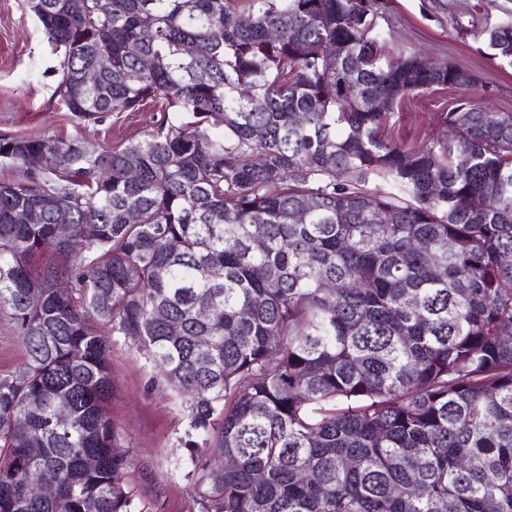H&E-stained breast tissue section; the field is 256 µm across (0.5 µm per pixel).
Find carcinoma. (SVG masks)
<instances>
[{
	"mask_svg": "<svg viewBox=\"0 0 512 512\" xmlns=\"http://www.w3.org/2000/svg\"><path fill=\"white\" fill-rule=\"evenodd\" d=\"M26 4L67 111L176 118L93 153L0 135V512H143L109 336L183 398L199 512H512V112L472 93L453 136L389 138L474 78L387 54L372 0ZM488 46L512 66L511 25ZM463 94L464 90L439 86L407 96L395 109L390 135L405 144L425 142L443 129L440 114L448 112ZM22 361L21 350L10 325L0 317V377L8 375Z\"/></svg>",
	"mask_w": 512,
	"mask_h": 512,
	"instance_id": "1",
	"label": "carcinoma"
}]
</instances>
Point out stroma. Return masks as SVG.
<instances>
[{"instance_id":"obj_1","label":"stroma","mask_w":512,"mask_h":512,"mask_svg":"<svg viewBox=\"0 0 512 512\" xmlns=\"http://www.w3.org/2000/svg\"><path fill=\"white\" fill-rule=\"evenodd\" d=\"M376 25L390 54H421L472 72L476 92L496 112H512V67L494 59L486 32L512 24V0H375ZM57 58L25 0H0V134L78 137L117 147L144 138L164 115L157 107L84 119L59 108ZM461 90L435 87L404 98L391 136L422 143L438 134L439 116ZM114 388L109 410L132 459V482L147 512H198L180 465L186 426L182 399L161 391L153 366L123 337L110 339Z\"/></svg>"}]
</instances>
